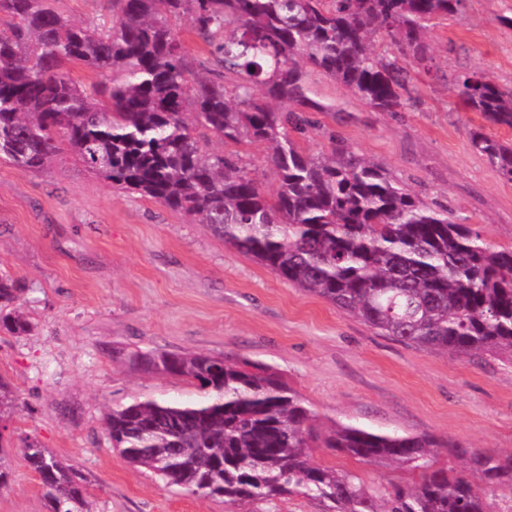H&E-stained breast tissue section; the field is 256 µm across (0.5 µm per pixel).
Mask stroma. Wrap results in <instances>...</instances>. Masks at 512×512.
<instances>
[{"label":"stroma","mask_w":512,"mask_h":512,"mask_svg":"<svg viewBox=\"0 0 512 512\" xmlns=\"http://www.w3.org/2000/svg\"><path fill=\"white\" fill-rule=\"evenodd\" d=\"M431 70L414 65L412 103L372 111L345 85L315 76L335 105L304 141L336 134L411 194L448 207L493 249L512 247V181L476 153L469 133L512 142V129L462 109L452 93L465 71L512 88V0H467L429 33ZM0 271L25 287L26 335L0 329V382L15 398L0 419L9 479L0 512H48L20 449L38 441L76 464L89 512H327L289 496L234 506L167 486L113 450L105 417L137 398L193 401L186 378L140 364L139 355L202 352L271 367L317 416L374 432L429 434L472 448L512 451V357L449 358L382 336L297 288L204 225L132 191L113 188L68 147L38 171L0 161ZM315 462L357 471L373 489L411 483L406 469L369 465L327 448Z\"/></svg>","instance_id":"1"}]
</instances>
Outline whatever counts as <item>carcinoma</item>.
Masks as SVG:
<instances>
[{"mask_svg": "<svg viewBox=\"0 0 512 512\" xmlns=\"http://www.w3.org/2000/svg\"><path fill=\"white\" fill-rule=\"evenodd\" d=\"M112 24L63 15L56 0H0V160L47 167L65 143L120 190L204 225L224 244L332 303L384 336L451 358L512 356V249L493 250L343 142L308 153L299 140L318 99L313 74L348 87L375 112H400L408 66L430 63L426 33L467 0H111ZM186 21L222 72L194 70L174 28ZM386 50L375 49L374 38ZM111 77L82 87L67 66ZM457 104L512 129V89L482 71L455 80ZM224 143L266 146L278 186L267 190ZM473 149L512 181V143L480 130ZM23 289L0 273V327L31 330ZM142 361L194 381L200 399H144L112 409V447L171 487L200 498L304 495L329 512H492L512 486V452L434 436L337 424L314 413L268 368L203 353ZM330 448L359 463L403 466L412 484L377 493L351 470L313 461ZM20 452L50 512H87V480L36 441ZM464 470L439 466L441 453Z\"/></svg>", "mask_w": 512, "mask_h": 512, "instance_id": "cac0c4a2", "label": "carcinoma"}]
</instances>
